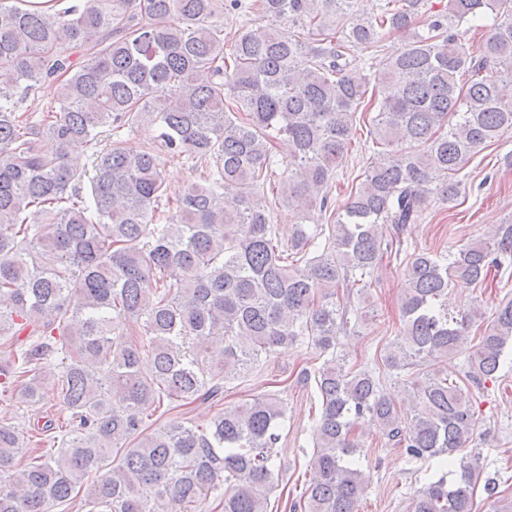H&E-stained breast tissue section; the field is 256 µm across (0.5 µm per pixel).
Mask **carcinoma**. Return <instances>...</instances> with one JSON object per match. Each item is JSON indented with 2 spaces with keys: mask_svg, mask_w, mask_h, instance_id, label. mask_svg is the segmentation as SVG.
<instances>
[{
  "mask_svg": "<svg viewBox=\"0 0 512 512\" xmlns=\"http://www.w3.org/2000/svg\"><path fill=\"white\" fill-rule=\"evenodd\" d=\"M351 3L0 0V387L58 444L26 460L31 436L0 425V512H66L92 473L88 512H204L210 499L268 512L282 403L258 395L205 425L186 408L221 401L261 356L305 341L322 363L300 380L320 408L312 478L291 512H357L367 422L392 448L442 458L412 512H472L481 457L457 452L479 428L470 387L512 349V299L471 352L481 304L454 316L448 288L512 270V219L490 241L435 253L408 252L405 233L431 200L455 201L457 173L512 130V0H448L420 32L425 0H383L370 18ZM226 6L243 19L227 41ZM256 14L294 31L257 26ZM488 17L465 47L462 27ZM394 33L405 42L382 74L350 59L352 45L376 51ZM380 83L393 94L368 98ZM45 84L57 106L20 111ZM368 107L364 179L328 229L311 230ZM138 129L146 138L122 137ZM108 130L92 174L69 164ZM279 140L276 199L298 212L285 243L264 193ZM162 152L209 169L173 204ZM386 261L402 267V324L376 369L355 368L338 336ZM462 353L465 380L450 382L436 364ZM54 369L68 411L58 436L41 391ZM158 412L166 423L142 432Z\"/></svg>",
  "mask_w": 512,
  "mask_h": 512,
  "instance_id": "cac0c4a2",
  "label": "carcinoma"
}]
</instances>
